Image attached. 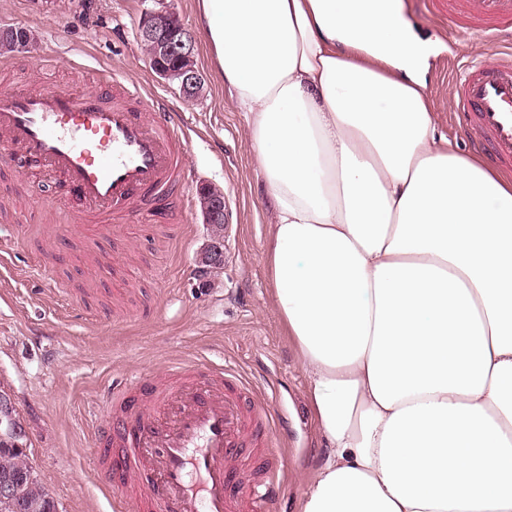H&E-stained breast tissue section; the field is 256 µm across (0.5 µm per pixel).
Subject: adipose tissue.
<instances>
[{"label":"adipose tissue","mask_w":512,"mask_h":512,"mask_svg":"<svg viewBox=\"0 0 512 512\" xmlns=\"http://www.w3.org/2000/svg\"><path fill=\"white\" fill-rule=\"evenodd\" d=\"M273 205L326 454L300 512H512V180L429 106L401 0H199Z\"/></svg>","instance_id":"1"}]
</instances>
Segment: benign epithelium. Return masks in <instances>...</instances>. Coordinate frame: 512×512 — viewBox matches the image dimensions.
I'll return each instance as SVG.
<instances>
[{"instance_id":"7a95c632","label":"benign epithelium","mask_w":512,"mask_h":512,"mask_svg":"<svg viewBox=\"0 0 512 512\" xmlns=\"http://www.w3.org/2000/svg\"><path fill=\"white\" fill-rule=\"evenodd\" d=\"M159 8L145 13L139 31L140 44L150 68L156 67L159 54H172L177 58L176 68L163 73L172 81L184 99L198 98L204 90L205 77L196 59L195 41L191 31L179 19L168 0H157ZM203 222L215 228L226 224L224 193L208 185L198 193ZM198 268L204 276L214 266L224 263V249L216 240L199 255ZM0 438L17 446L26 441V433L16 415L8 393L0 391Z\"/></svg>"}]
</instances>
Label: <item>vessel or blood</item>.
<instances>
[{
	"label": "vessel or blood",
	"mask_w": 512,
	"mask_h": 512,
	"mask_svg": "<svg viewBox=\"0 0 512 512\" xmlns=\"http://www.w3.org/2000/svg\"><path fill=\"white\" fill-rule=\"evenodd\" d=\"M499 47L459 81L454 118L476 151L512 169V0H421ZM190 138L175 113L119 71L94 89L17 87L0 98V168L15 157L64 177L76 221L113 235L155 211L179 220ZM96 470L136 512H266L283 463L276 419L238 375L180 359L139 377L95 412Z\"/></svg>",
	"instance_id": "obj_1"
}]
</instances>
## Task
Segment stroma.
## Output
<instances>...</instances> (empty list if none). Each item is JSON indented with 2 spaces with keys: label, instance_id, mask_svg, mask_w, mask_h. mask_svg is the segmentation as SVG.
Segmentation results:
<instances>
[{
  "label": "stroma",
  "instance_id": "1",
  "mask_svg": "<svg viewBox=\"0 0 512 512\" xmlns=\"http://www.w3.org/2000/svg\"><path fill=\"white\" fill-rule=\"evenodd\" d=\"M195 30L202 96L185 101L149 67L138 39L150 0H0V27L32 30V48L0 56V90L91 87L107 67L140 83L180 113L191 137L183 225L144 216L148 231L124 237L74 223L73 202L52 172L17 169L0 178V387L27 431L30 460L60 512H130L121 493L94 471L90 406L112 388L173 361L203 358L240 373L255 395L286 419L278 452L286 466L275 512H299L308 477L324 454L307 395V378L274 304L265 264L272 222L266 186L256 173L249 133L197 27V0H173ZM403 13L437 50L427 75L429 103L463 153L470 139L448 114L455 80L496 50L443 17L402 0ZM224 193L226 259L199 287L196 255L210 241L197 200L199 184ZM53 261L40 267L45 254Z\"/></svg>",
  "mask_w": 512,
  "mask_h": 512
}]
</instances>
